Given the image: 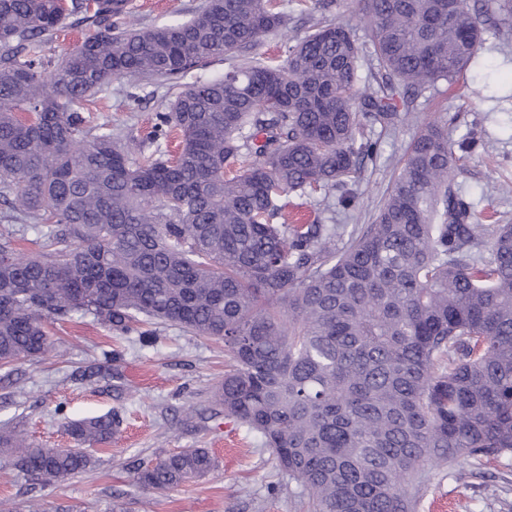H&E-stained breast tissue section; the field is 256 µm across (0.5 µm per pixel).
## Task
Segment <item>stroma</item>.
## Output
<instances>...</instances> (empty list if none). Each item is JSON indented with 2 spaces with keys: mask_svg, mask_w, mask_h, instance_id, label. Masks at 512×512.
Segmentation results:
<instances>
[{
  "mask_svg": "<svg viewBox=\"0 0 512 512\" xmlns=\"http://www.w3.org/2000/svg\"><path fill=\"white\" fill-rule=\"evenodd\" d=\"M206 0H132L144 27L196 16ZM480 67L467 70L464 84L439 85L418 100L408 122L382 134V152L365 162L354 208L338 203V192L310 197L288 195L287 211L305 212L310 223L368 224L382 204L393 174L418 127L443 113H459L460 128L485 129L484 151L463 161L455 181L476 215L497 212L512 224V38L484 33ZM175 90L155 79L136 88L116 79L88 105L93 123L152 144L145 138L155 112ZM53 347L36 360L13 365L0 379V426H19L45 448L72 445L67 421L114 414L120 427L112 439L93 447L96 464L64 482L42 486L16 469L0 452V500L12 512H304L301 489L276 467L260 435L213 410V392L224 378L229 356L223 342L206 340L167 323L153 325V337L119 335L91 318L73 316L51 323ZM116 353L104 361L103 352ZM107 365L115 377L90 382L79 376L92 365ZM183 448H206L215 458L204 478L172 490L149 493L134 477L139 461ZM416 512H512V459L498 458L458 473L430 467Z\"/></svg>",
  "mask_w": 512,
  "mask_h": 512,
  "instance_id": "35a3bbf8",
  "label": "stroma"
}]
</instances>
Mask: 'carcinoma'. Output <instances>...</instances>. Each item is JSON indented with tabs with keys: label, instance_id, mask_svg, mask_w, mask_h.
<instances>
[{
	"label": "carcinoma",
	"instance_id": "1",
	"mask_svg": "<svg viewBox=\"0 0 512 512\" xmlns=\"http://www.w3.org/2000/svg\"><path fill=\"white\" fill-rule=\"evenodd\" d=\"M314 0V29L265 60L290 22L281 0H206L186 21L130 26L129 0H0V365L37 359L44 320L79 314L130 334L158 320L221 340L215 404L257 432L311 512H415L428 466L512 454V224H483L455 182L485 147L421 124L370 224H294L281 200L337 187L416 98L477 63L470 0H366L365 41ZM92 33L52 63L40 46L69 17ZM494 24L512 32V0ZM219 79L181 85L215 60ZM370 59L378 74L361 80ZM114 78L177 89L134 157L82 105ZM179 136L168 158L161 141ZM32 229L36 255L15 238ZM75 448L0 433L45 486L85 472L111 416L69 421ZM207 448L134 468L164 491L207 475Z\"/></svg>",
	"mask_w": 512,
	"mask_h": 512
}]
</instances>
